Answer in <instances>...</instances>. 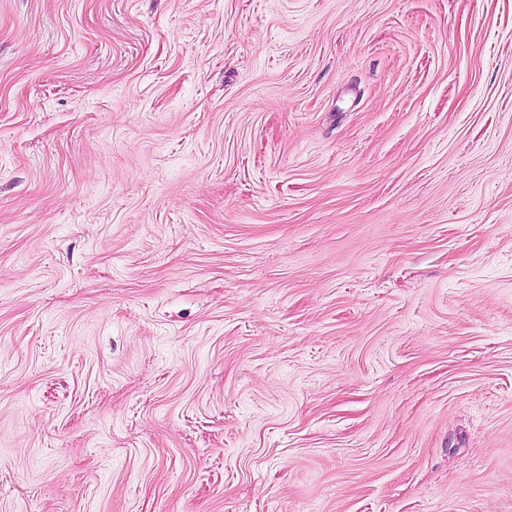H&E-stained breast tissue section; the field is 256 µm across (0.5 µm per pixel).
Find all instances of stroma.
I'll return each instance as SVG.
<instances>
[{
	"label": "stroma",
	"instance_id": "obj_1",
	"mask_svg": "<svg viewBox=\"0 0 512 512\" xmlns=\"http://www.w3.org/2000/svg\"><path fill=\"white\" fill-rule=\"evenodd\" d=\"M0 512H512V0H0Z\"/></svg>",
	"mask_w": 512,
	"mask_h": 512
}]
</instances>
